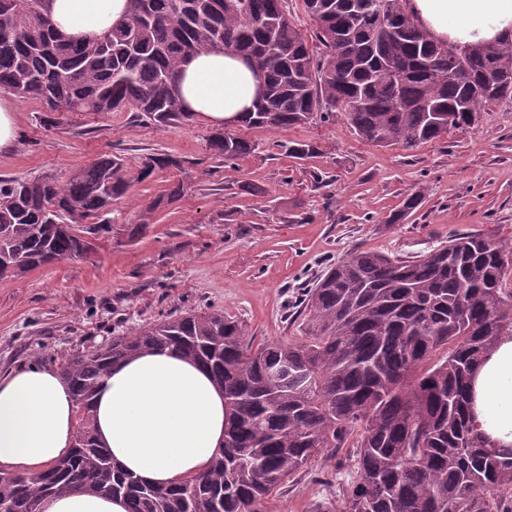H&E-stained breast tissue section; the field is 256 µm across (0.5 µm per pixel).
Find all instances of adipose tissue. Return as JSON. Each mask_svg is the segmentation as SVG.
<instances>
[{"instance_id":"1","label":"adipose tissue","mask_w":512,"mask_h":512,"mask_svg":"<svg viewBox=\"0 0 512 512\" xmlns=\"http://www.w3.org/2000/svg\"><path fill=\"white\" fill-rule=\"evenodd\" d=\"M127 0H51L50 20L73 39L102 34L126 14ZM409 10L439 42L512 39V0H410ZM258 82L237 56L205 53L178 81L193 119L237 125L252 111ZM475 420L494 445L512 448V336L486 354L473 375ZM98 442L141 480L168 486L206 470L224 450V391L197 364L168 351L114 367L94 400ZM76 408L60 373L47 365L0 377V475L47 469L71 449ZM40 512H127L123 499L83 491L45 498Z\"/></svg>"}]
</instances>
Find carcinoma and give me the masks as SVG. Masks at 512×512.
Returning <instances> with one entry per match:
<instances>
[{
	"label": "carcinoma",
	"mask_w": 512,
	"mask_h": 512,
	"mask_svg": "<svg viewBox=\"0 0 512 512\" xmlns=\"http://www.w3.org/2000/svg\"><path fill=\"white\" fill-rule=\"evenodd\" d=\"M407 0H304L306 38L287 0H129L100 36L73 42L48 21L50 0H0V90L49 112H132L157 126L190 120L175 89L180 65L218 46L258 61L266 94L247 128H288L341 112L366 144L412 150L512 98V40L440 43ZM226 161L253 145L209 140ZM177 165L162 154L134 170L104 156L61 181L0 177V273L21 278L88 253L79 220L105 212L133 183ZM184 185L153 200L152 214ZM512 244L459 234L425 255L356 251L299 293L300 344L253 347L247 326L222 312H186L112 339L62 371L77 408L75 442L52 467L0 478V508L39 512L48 496H119L127 512H269L312 460L353 449L340 512H512V452L477 429L470 383L484 354L512 335ZM172 350L224 386V453L172 486L114 465L94 436L93 402L112 367ZM445 356L425 367L435 353Z\"/></svg>",
	"instance_id": "cac0c4a2"
}]
</instances>
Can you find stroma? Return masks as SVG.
Wrapping results in <instances>:
<instances>
[{"label": "stroma", "mask_w": 512, "mask_h": 512, "mask_svg": "<svg viewBox=\"0 0 512 512\" xmlns=\"http://www.w3.org/2000/svg\"><path fill=\"white\" fill-rule=\"evenodd\" d=\"M17 138L0 153V177L67 178L106 154L129 165L158 152L176 159L133 184L111 212L110 233L84 258L0 278V373L23 364L61 368L75 355L186 311L221 310L247 324L253 344L302 341L292 315L300 288L354 250L411 257L449 234L512 241V100L412 150L363 143L343 116L291 128L234 127L255 146L233 164L215 157L212 126H157L130 112H47L17 101ZM314 147L298 159L288 149ZM182 198L157 210L146 232L125 227L175 183ZM264 188L261 196L245 184ZM421 192L404 221L387 218ZM348 450L323 456L286 484L272 512L336 507L348 488Z\"/></svg>", "instance_id": "1"}]
</instances>
